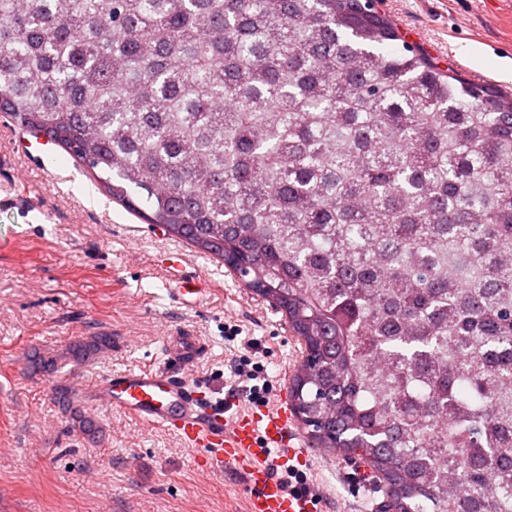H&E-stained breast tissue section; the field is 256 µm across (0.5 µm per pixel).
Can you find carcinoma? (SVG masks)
<instances>
[{
  "mask_svg": "<svg viewBox=\"0 0 512 512\" xmlns=\"http://www.w3.org/2000/svg\"><path fill=\"white\" fill-rule=\"evenodd\" d=\"M398 40L375 0H0V112L285 312L377 512H512V96Z\"/></svg>",
  "mask_w": 512,
  "mask_h": 512,
  "instance_id": "cac0c4a2",
  "label": "carcinoma"
}]
</instances>
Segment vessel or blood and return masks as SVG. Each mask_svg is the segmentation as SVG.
Segmentation results:
<instances>
[{"label":"vessel or blood","instance_id":"vessel-or-blood-1","mask_svg":"<svg viewBox=\"0 0 512 512\" xmlns=\"http://www.w3.org/2000/svg\"><path fill=\"white\" fill-rule=\"evenodd\" d=\"M96 401L153 426L174 431L197 450L204 470L230 468L248 490L246 512H318L308 493L286 492L274 472L309 466L312 452L297 445L288 401L270 407L225 413L211 387L191 384L169 367L146 368L99 383Z\"/></svg>","mask_w":512,"mask_h":512}]
</instances>
